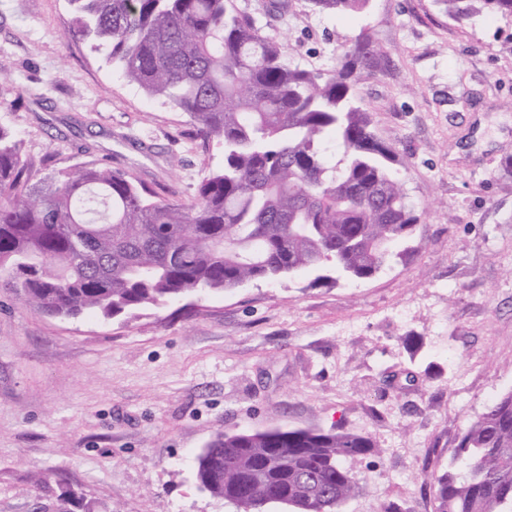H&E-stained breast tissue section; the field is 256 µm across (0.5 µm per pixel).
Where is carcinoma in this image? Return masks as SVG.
<instances>
[{
	"mask_svg": "<svg viewBox=\"0 0 512 512\" xmlns=\"http://www.w3.org/2000/svg\"><path fill=\"white\" fill-rule=\"evenodd\" d=\"M64 39L105 51L129 82L185 112L224 149L189 208L152 199L90 161L32 180L0 126V288L37 312L110 320L192 294L334 270L369 279L404 255L420 215L355 98L382 48L361 32L327 73L291 65L234 0H68ZM370 0H310L358 13ZM463 22L512 17V0H435ZM376 448L339 428L226 431L197 456L200 486L264 512H339L351 464ZM436 512H512V391L460 434L448 468L425 474Z\"/></svg>",
	"mask_w": 512,
	"mask_h": 512,
	"instance_id": "cac0c4a2",
	"label": "carcinoma"
}]
</instances>
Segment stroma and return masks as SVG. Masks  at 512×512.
Listing matches in <instances>:
<instances>
[{
  "label": "stroma",
  "mask_w": 512,
  "mask_h": 512,
  "mask_svg": "<svg viewBox=\"0 0 512 512\" xmlns=\"http://www.w3.org/2000/svg\"><path fill=\"white\" fill-rule=\"evenodd\" d=\"M234 0L290 62L330 70L368 32L356 85L421 214L406 260L335 284L305 274L111 321L50 317L0 290V512H236L196 457L227 430L372 440L341 512H435L424 475L512 390V18L434 0L359 13ZM67 0H0V125L33 177L99 161L190 204L223 153L89 43Z\"/></svg>",
  "instance_id": "35a3bbf8"
}]
</instances>
